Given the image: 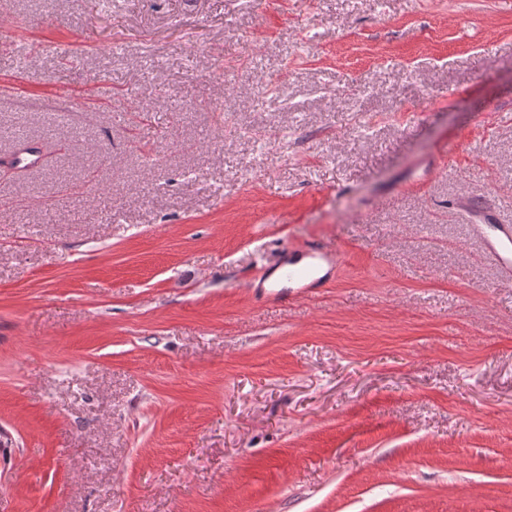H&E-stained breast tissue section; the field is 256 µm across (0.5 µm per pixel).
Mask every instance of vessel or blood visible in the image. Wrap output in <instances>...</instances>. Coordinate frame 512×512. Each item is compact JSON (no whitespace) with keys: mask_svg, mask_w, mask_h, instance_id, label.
Returning a JSON list of instances; mask_svg holds the SVG:
<instances>
[{"mask_svg":"<svg viewBox=\"0 0 512 512\" xmlns=\"http://www.w3.org/2000/svg\"><path fill=\"white\" fill-rule=\"evenodd\" d=\"M460 210L468 214L479 236L484 251L494 262L503 284H512V224L505 223L499 210L472 206L469 200H461ZM339 259L338 252L315 242L303 250L288 253L283 280L307 292L312 288L324 287L327 276L321 275V267H334Z\"/></svg>","mask_w":512,"mask_h":512,"instance_id":"b4317fda","label":"vessel or blood"}]
</instances>
